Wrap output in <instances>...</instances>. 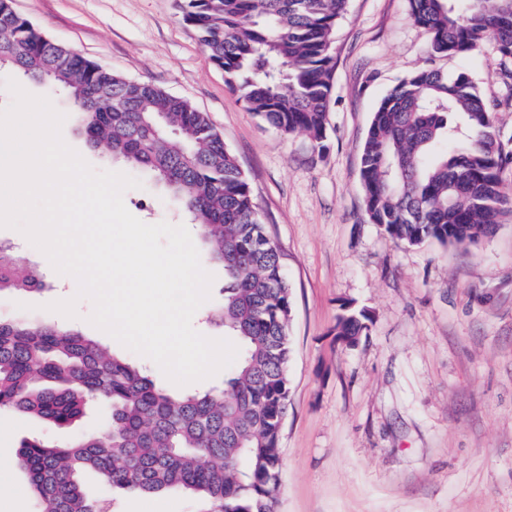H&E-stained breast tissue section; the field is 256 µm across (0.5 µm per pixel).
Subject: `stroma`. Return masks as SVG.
Here are the masks:
<instances>
[{
	"label": "stroma",
	"mask_w": 512,
	"mask_h": 512,
	"mask_svg": "<svg viewBox=\"0 0 512 512\" xmlns=\"http://www.w3.org/2000/svg\"><path fill=\"white\" fill-rule=\"evenodd\" d=\"M53 41L132 80L151 82L211 117L250 183L278 244L292 292L289 410L282 436L276 512H512V220L467 248L404 246L369 222L360 153L372 114L389 89L434 63L468 72L497 107L512 152V77L490 46L430 59V36L407 0H350L331 47L334 71L327 145L261 123L225 83L179 0H13ZM26 91L65 114L64 142L94 170L138 179L127 209L147 224L190 218L145 170L89 149L71 103L44 85ZM0 243L38 265L45 286L0 293V320L55 323L56 273L18 230ZM371 313L356 346L338 341L343 304ZM106 401L64 428L0 410V483L20 487L10 512H33L16 465L18 444L40 437L64 446L98 431ZM113 512H201L173 490L115 495Z\"/></svg>",
	"instance_id": "35a3bbf8"
}]
</instances>
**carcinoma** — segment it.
<instances>
[{
	"label": "carcinoma",
	"mask_w": 512,
	"mask_h": 512,
	"mask_svg": "<svg viewBox=\"0 0 512 512\" xmlns=\"http://www.w3.org/2000/svg\"><path fill=\"white\" fill-rule=\"evenodd\" d=\"M348 0H181L225 83L261 121L327 150L331 45ZM430 35L429 56L494 47L512 71V0H408ZM6 71L66 94L88 145L150 171L196 221L210 260L224 268L210 320L240 342L220 391L172 393L133 360L69 326L0 321V408L63 427L95 401L110 403L100 432L68 446L22 441L17 464L36 512H110L83 484L111 491L182 489L208 512H273L288 412L291 288L246 175L208 115L155 84L114 74L50 41L0 0ZM509 160L496 116L465 71L419 68L373 114L360 156L371 223L398 243L476 245L512 214L500 170ZM40 271L0 244V292L42 290ZM369 314L344 307L336 337L367 335Z\"/></svg>",
	"instance_id": "1"
}]
</instances>
